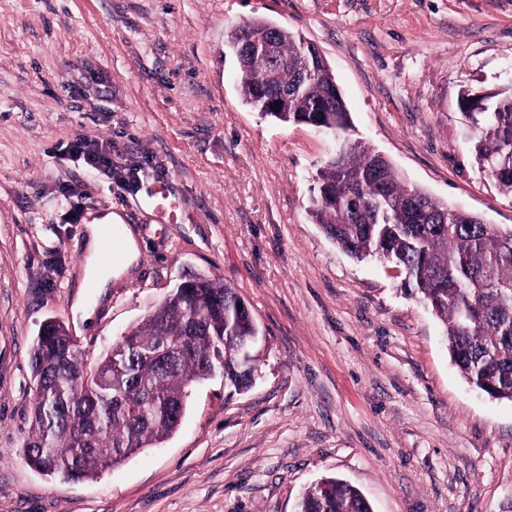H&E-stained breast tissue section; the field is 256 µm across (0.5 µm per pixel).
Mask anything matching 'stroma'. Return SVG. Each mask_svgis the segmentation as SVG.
<instances>
[{"mask_svg":"<svg viewBox=\"0 0 512 512\" xmlns=\"http://www.w3.org/2000/svg\"><path fill=\"white\" fill-rule=\"evenodd\" d=\"M253 17L319 47L350 141L512 225L458 108L464 90L512 87V0H0V512H295L324 477L373 512H500L512 497V403L464 381L394 263L353 259L312 215L336 138L243 102L224 43ZM79 137L111 144L139 190L86 171L66 149ZM108 213L135 230L138 261L81 288L85 226ZM194 276L235 288L258 324L252 386L214 370L161 447L96 478L30 467L43 324L92 363Z\"/></svg>","mask_w":512,"mask_h":512,"instance_id":"1","label":"stroma"}]
</instances>
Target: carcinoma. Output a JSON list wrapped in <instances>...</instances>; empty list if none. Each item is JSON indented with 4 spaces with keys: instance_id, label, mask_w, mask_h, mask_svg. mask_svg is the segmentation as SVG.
<instances>
[{
    "instance_id": "carcinoma-1",
    "label": "carcinoma",
    "mask_w": 512,
    "mask_h": 512,
    "mask_svg": "<svg viewBox=\"0 0 512 512\" xmlns=\"http://www.w3.org/2000/svg\"><path fill=\"white\" fill-rule=\"evenodd\" d=\"M274 39L276 55L249 53L239 85L249 106L266 74L291 89L276 119L313 118L326 131L350 129V112L324 60L302 56L300 33L270 29L265 18L242 24ZM473 115L476 163L512 194V88ZM314 214L351 256L384 257L408 272V289L443 323L452 362L465 381L495 400L512 402V226L439 203L402 181L379 152L351 144L317 172ZM259 329L247 306L223 281L193 278L130 329L94 365L50 322L36 337L30 363L39 388L24 449L35 469L82 481L155 448L178 428L191 384L224 371L238 391L253 382ZM183 350L171 362L154 353L167 343ZM297 512H372L355 486L323 478L297 502Z\"/></svg>"
}]
</instances>
